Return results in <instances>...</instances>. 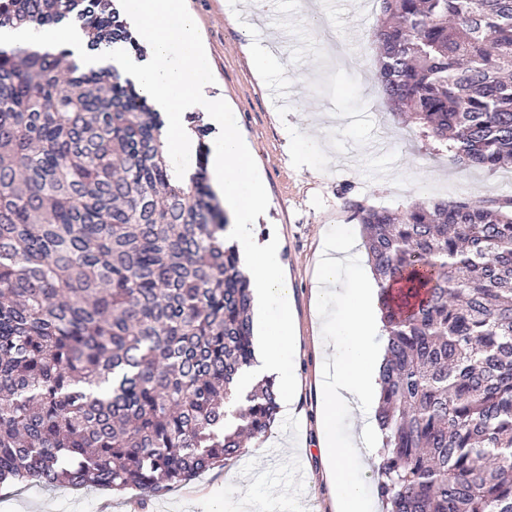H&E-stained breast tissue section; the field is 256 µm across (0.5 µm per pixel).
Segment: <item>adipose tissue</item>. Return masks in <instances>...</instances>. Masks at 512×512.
<instances>
[{
    "label": "adipose tissue",
    "instance_id": "adipose-tissue-1",
    "mask_svg": "<svg viewBox=\"0 0 512 512\" xmlns=\"http://www.w3.org/2000/svg\"><path fill=\"white\" fill-rule=\"evenodd\" d=\"M357 248L351 234L332 233L316 277L315 301L329 334L321 347L319 451L336 512H370L367 480L354 474L352 460L371 437L369 405L378 386L380 362L366 338L378 332L381 324L375 315L378 288L363 278L350 283L343 278L345 264L356 256ZM346 408L354 411L358 431L339 426L340 413Z\"/></svg>",
    "mask_w": 512,
    "mask_h": 512
}]
</instances>
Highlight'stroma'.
Returning <instances> with one entry per match:
<instances>
[{
  "instance_id": "stroma-1",
  "label": "stroma",
  "mask_w": 512,
  "mask_h": 512,
  "mask_svg": "<svg viewBox=\"0 0 512 512\" xmlns=\"http://www.w3.org/2000/svg\"><path fill=\"white\" fill-rule=\"evenodd\" d=\"M200 21L217 93L248 140L269 199L253 227L278 236L292 290L299 342L294 355L297 436L275 426L252 440L234 464L208 471L144 501L125 492L0 487V512H334L316 452L321 368L312 311L313 278L328 232L347 228L350 202L402 210L434 199L487 202L512 195V169H474L436 155L390 112L374 81L372 31L378 0H186ZM268 46L275 58L256 73L244 46Z\"/></svg>"
}]
</instances>
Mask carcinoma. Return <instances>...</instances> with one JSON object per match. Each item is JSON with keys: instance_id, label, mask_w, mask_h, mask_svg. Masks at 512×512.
Instances as JSON below:
<instances>
[{"instance_id": "obj_1", "label": "carcinoma", "mask_w": 512, "mask_h": 512, "mask_svg": "<svg viewBox=\"0 0 512 512\" xmlns=\"http://www.w3.org/2000/svg\"><path fill=\"white\" fill-rule=\"evenodd\" d=\"M136 42L110 0H0V27ZM391 112L473 168L512 161V0H381ZM0 48V484L160 497L265 436L251 283L207 172L185 183L160 113L107 68ZM386 332V512H512V196L349 202Z\"/></svg>"}]
</instances>
